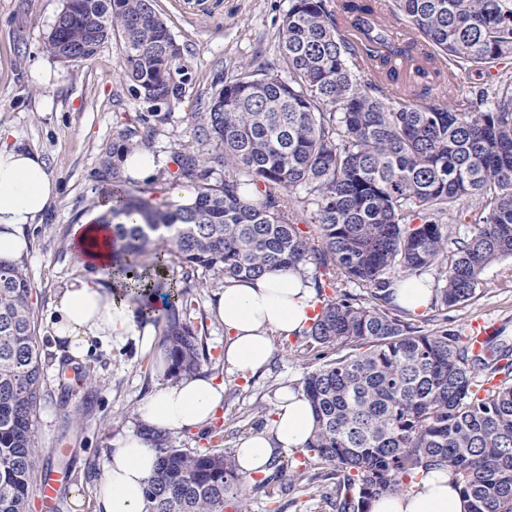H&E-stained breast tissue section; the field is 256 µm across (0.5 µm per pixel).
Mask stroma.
I'll list each match as a JSON object with an SVG mask.
<instances>
[{
    "mask_svg": "<svg viewBox=\"0 0 512 512\" xmlns=\"http://www.w3.org/2000/svg\"><path fill=\"white\" fill-rule=\"evenodd\" d=\"M61 6L62 0H0V131L39 152L59 186L41 222L27 229L30 306L43 363V398L34 418L39 476L55 482L54 512H93L109 435L135 423L138 404L154 393L162 375L130 341L119 349L93 346L81 365L88 381H62L46 319L76 269L71 228L97 206L100 191L92 173L99 151L116 130L139 125L147 108L122 79L124 59L115 42L77 66L52 58L45 36ZM158 7L187 47L196 75L180 107L155 124L153 151L167 157L187 139L184 115L203 110L216 76L230 79L243 66L278 59L288 0H158ZM217 294L214 288L197 292L190 317L209 355L200 374L224 384V403L212 424L175 435L177 446L191 452H230L241 437L270 428L282 391L301 388L317 365L304 337L277 335L263 372L247 378L228 373L224 326L212 312ZM479 320L494 323L512 341V259L487 267L475 298L448 311L449 329L462 334ZM78 499L83 509L75 508ZM225 512L329 509L315 485L302 482L285 491L274 480Z\"/></svg>",
    "mask_w": 512,
    "mask_h": 512,
    "instance_id": "1",
    "label": "stroma"
}]
</instances>
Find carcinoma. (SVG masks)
Here are the masks:
<instances>
[{"mask_svg":"<svg viewBox=\"0 0 512 512\" xmlns=\"http://www.w3.org/2000/svg\"><path fill=\"white\" fill-rule=\"evenodd\" d=\"M390 12L410 36L395 37L371 0H289L278 61L212 85L205 110L185 114L192 137L173 148L175 171L133 180L125 159L152 149L155 127L113 135L93 172L113 202L98 222L112 225L131 289L162 300L139 314L163 325L176 378L207 361L192 289L281 267L313 282L307 344L346 353L304 376L313 436L299 466L269 479L325 480L332 512H369L416 473L450 467L469 512H512V348L496 332L476 351L447 317L489 265L512 258V0H392ZM57 16L66 21L46 38L57 61L79 65L114 39L150 116L184 101L188 50L155 0H63ZM467 70L492 84L459 98ZM436 79L448 98L421 102ZM464 198L477 201L476 228L446 263L445 221ZM301 203L314 205L312 236L298 227ZM430 267L442 285L426 330L392 304L387 274ZM325 276L359 292L326 300ZM33 288L25 260L0 261V512H28L39 466ZM482 376L499 381L480 392ZM154 440L144 512H224L246 495L234 455L186 451L166 432Z\"/></svg>","mask_w":512,"mask_h":512,"instance_id":"1","label":"carcinoma"}]
</instances>
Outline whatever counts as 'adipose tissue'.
Returning <instances> with one entry per match:
<instances>
[{
  "label": "adipose tissue",
  "instance_id": "1",
  "mask_svg": "<svg viewBox=\"0 0 512 512\" xmlns=\"http://www.w3.org/2000/svg\"><path fill=\"white\" fill-rule=\"evenodd\" d=\"M58 195L57 183L41 155L22 144H0V261L19 259L28 250V226L39 223ZM111 229L88 215L73 224L70 244L77 269L58 292L49 315L61 351L84 359L93 342L122 345L134 339L142 353L162 361L157 326L138 320L140 301L123 293L116 271ZM311 283L294 271L275 269L251 280L225 282L217 316L224 325V363L228 372L256 374L269 362L273 335L301 333L316 304ZM224 400L223 384L195 377L163 383L137 411L135 428L107 442L106 462L97 485L95 512H144V492L157 461L151 430L173 434L214 420ZM313 410L303 391H285L270 430L241 438L235 449L240 473L264 474L281 450L297 452L308 443ZM370 512H468L451 468L425 473L406 493L387 494L370 503Z\"/></svg>",
  "mask_w": 512,
  "mask_h": 512
}]
</instances>
